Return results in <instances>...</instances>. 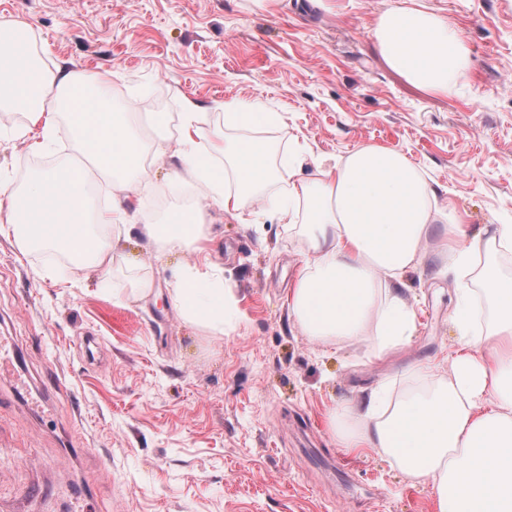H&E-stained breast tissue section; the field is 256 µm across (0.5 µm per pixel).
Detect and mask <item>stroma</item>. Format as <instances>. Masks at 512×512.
<instances>
[{"label":"stroma","mask_w":512,"mask_h":512,"mask_svg":"<svg viewBox=\"0 0 512 512\" xmlns=\"http://www.w3.org/2000/svg\"><path fill=\"white\" fill-rule=\"evenodd\" d=\"M401 0H0V21L23 19L45 65L112 71L110 100L178 113L198 102L212 126L228 101L285 113L270 132L273 161L293 140L327 160L376 143L409 151L471 232L512 224V0H424L461 30L471 66L455 93L419 88L393 71L371 38ZM23 116L0 122V177L25 186L67 161L59 124L50 153H30ZM156 134L159 160L133 197L136 227L116 271L73 269L0 231V357L23 388L0 384V512H435L388 459L339 448L335 408L389 382L394 397L423 388L457 347L455 280L438 259L405 277L417 330L377 358L366 341L314 344L294 326L288 290L304 244L287 227L205 205L240 328L205 336L168 300L192 253L157 256L137 230L162 223L154 202L201 194ZM141 264L153 283L130 295L121 274ZM101 347L97 363L86 339Z\"/></svg>","instance_id":"1"}]
</instances>
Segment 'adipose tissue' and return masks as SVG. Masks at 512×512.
Returning a JSON list of instances; mask_svg holds the SVG:
<instances>
[{
  "label": "adipose tissue",
  "mask_w": 512,
  "mask_h": 512,
  "mask_svg": "<svg viewBox=\"0 0 512 512\" xmlns=\"http://www.w3.org/2000/svg\"><path fill=\"white\" fill-rule=\"evenodd\" d=\"M28 27L21 19L0 26V117L24 115L20 135L30 151L47 150L60 118H67L75 157H92L99 176L125 193L150 178L154 131L178 121L173 155L205 199L235 217L258 206L262 217H275L302 238L288 310L310 342L366 339L378 358L407 343L416 318L404 276L422 265L425 243L438 237L459 281V340L447 374L433 375L426 389L392 405L383 387L370 388L331 414L330 430L347 451L392 459L411 485H431L436 512H512V275L499 269L512 258V224L471 233L404 150L377 144L332 164L302 150L286 156L282 167L307 160L315 177L271 194L284 176L269 162L264 132L284 125V115L259 102L232 101L224 105L223 127L210 129L189 100L183 112L142 120L134 105L112 108L110 71L87 76L60 65L44 68L15 39ZM371 37L392 70L437 94H450L470 67L461 32L420 0L381 14ZM86 183L85 168L72 164L43 171L21 189L0 180V223L12 226L22 248L42 246L70 255L77 267L110 269L114 246L100 228L128 231L131 215L116 202L87 223ZM140 231L160 250L195 256L170 292L172 306L207 335L235 332L238 302L212 259L200 210L172 212L167 223ZM473 282L489 317L483 328L474 323Z\"/></svg>",
  "instance_id": "adipose-tissue-1"
}]
</instances>
